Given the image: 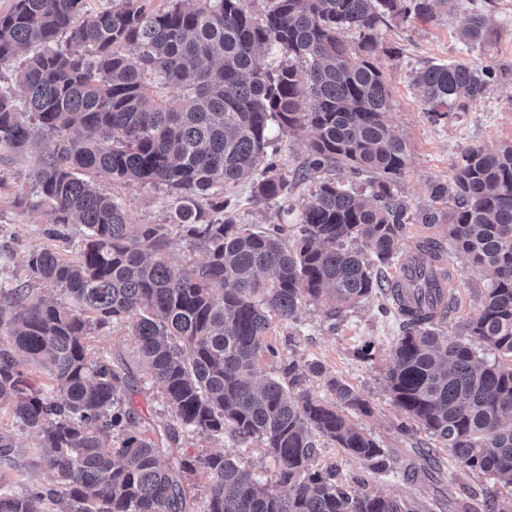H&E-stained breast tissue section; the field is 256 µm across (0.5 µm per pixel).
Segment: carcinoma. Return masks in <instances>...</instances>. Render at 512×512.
I'll list each match as a JSON object with an SVG mask.
<instances>
[{
  "mask_svg": "<svg viewBox=\"0 0 512 512\" xmlns=\"http://www.w3.org/2000/svg\"><path fill=\"white\" fill-rule=\"evenodd\" d=\"M445 0H268L257 17L245 0H171L158 12L125 6L92 14L84 0H14L0 16V65L32 45L40 51L16 74L23 105L0 91V152L23 154L46 134L54 149L25 198L47 206L49 237L71 241L69 258L43 248L27 259L29 278L58 288L64 302L16 285L0 304V402L37 430L40 460L61 489L16 496L0 512H190L182 481L208 478L203 512H430L380 493L353 494L330 469H317L312 433L372 470L389 455L349 415L370 412L352 387L331 377L329 397L304 389L324 373L318 361L288 358L276 378L259 362L277 358L265 339L273 319L298 321L313 302L336 327L342 314L392 287L379 265L401 254L410 215L394 186L407 167L405 142L385 121L391 95L379 61L380 28L394 17L433 19ZM489 29L472 12L461 30L475 48ZM288 57L270 68L265 56ZM493 71L466 63L417 73L425 111L464 112L486 93ZM280 130L308 129V165L288 177L278 168ZM253 200L267 204L323 169H345L356 190L321 180L301 204L300 236L281 240L238 223L221 191L253 177ZM164 188L176 199L168 224H136L94 178ZM434 201L452 203L448 242L493 279L462 333L440 318L451 293L434 302L442 246L417 248L404 288L416 309L401 313L390 349L393 404L438 438L458 465L512 495V364L486 362L475 344L512 358V147L467 149ZM205 253L199 265L174 263L172 234ZM129 327L143 373L160 385L171 416L187 431L259 439L276 467L272 485L255 481L223 453L193 461L176 437L131 435L128 375L88 363L92 327ZM47 371L54 395L30 381ZM122 431L114 443L112 431Z\"/></svg>",
  "mask_w": 512,
  "mask_h": 512,
  "instance_id": "carcinoma-1",
  "label": "carcinoma"
}]
</instances>
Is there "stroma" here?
Listing matches in <instances>:
<instances>
[{"label": "stroma", "instance_id": "stroma-1", "mask_svg": "<svg viewBox=\"0 0 512 512\" xmlns=\"http://www.w3.org/2000/svg\"><path fill=\"white\" fill-rule=\"evenodd\" d=\"M478 9L491 19L487 44L468 49L459 37V29L469 10ZM379 55L392 100L386 121L405 141L408 167L395 187L412 217L406 227L405 248L413 250L417 241L429 238L446 243L447 224H424L420 216L431 209L430 186L449 182L453 165L471 146L498 149L512 146V0H448L431 20L408 18L390 21L379 32ZM466 61L488 65L495 71L486 95L467 111L452 112L440 120L429 118L421 95L411 78L415 71L435 63ZM52 139L41 141L38 149L22 155L0 152V283H27L26 259L32 251L50 247L68 255V245L48 239L44 208H19L14 195L29 190L35 178L40 155L52 150ZM98 185L105 193L122 201L135 223L165 224L175 203L172 196L151 186H128L105 179ZM240 220L270 228L281 223L276 203L255 205L251 182H241L226 192ZM284 224V223H281ZM287 236L297 232L295 221L284 224ZM444 263L457 279L458 304L443 324L448 334L459 333L476 313L480 294L490 285L487 270L465 265L453 249L447 248ZM389 294H376L347 310L336 329H329L321 306L305 303L299 321L288 324L272 320L267 339L280 350H292L298 361L320 362L325 373L309 377L308 391L327 396V377L343 380L370 404L371 411L355 420L372 435L395 461L394 471L372 473L348 457L331 441L315 437L317 467L336 466L340 479L351 492H381L405 499L436 500L448 491L459 497L452 512H497L489 493L494 483L480 473L462 470L452 453L440 441L425 432L401 435L397 427L405 414L391 401L387 385L389 352L401 333V319L390 308ZM89 362L107 360L117 368L130 369V404L137 417L136 431L155 433L165 429L171 417L159 386L143 379L138 368L137 342L124 326L92 329L86 340ZM0 432L14 442L10 458L14 464L17 492L29 494L58 487L53 471L39 462L42 450L35 430L16 420L9 404H0ZM182 455L203 458L226 453L236 457L261 483L275 480L276 468L259 441L242 443L231 435L206 433L181 434L178 443Z\"/></svg>", "mask_w": 512, "mask_h": 512}]
</instances>
